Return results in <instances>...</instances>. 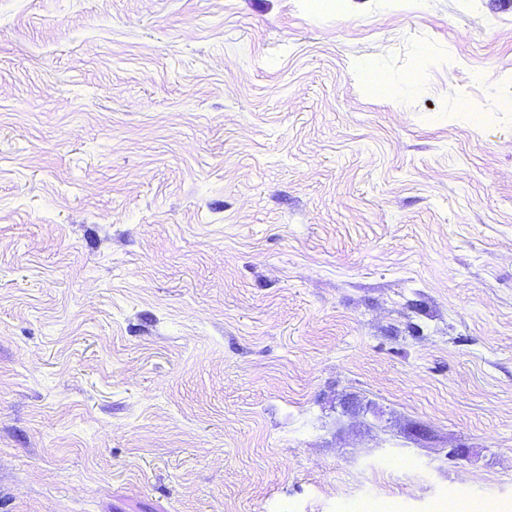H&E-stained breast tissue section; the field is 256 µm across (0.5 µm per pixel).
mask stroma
Segmentation results:
<instances>
[{
	"label": "stroma",
	"instance_id": "obj_1",
	"mask_svg": "<svg viewBox=\"0 0 512 512\" xmlns=\"http://www.w3.org/2000/svg\"><path fill=\"white\" fill-rule=\"evenodd\" d=\"M506 100L512 0H0V512H512Z\"/></svg>",
	"mask_w": 512,
	"mask_h": 512
}]
</instances>
